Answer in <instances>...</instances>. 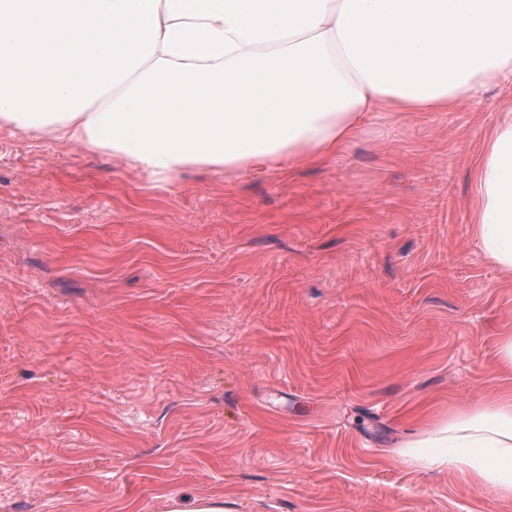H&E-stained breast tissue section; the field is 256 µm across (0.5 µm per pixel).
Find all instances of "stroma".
<instances>
[{
	"label": "stroma",
	"mask_w": 512,
	"mask_h": 512,
	"mask_svg": "<svg viewBox=\"0 0 512 512\" xmlns=\"http://www.w3.org/2000/svg\"><path fill=\"white\" fill-rule=\"evenodd\" d=\"M512 81L339 160L153 181L0 127V512H512L400 442L512 391L471 168ZM165 505V512H226L222 495L170 494L165 497Z\"/></svg>",
	"instance_id": "35a3bbf8"
}]
</instances>
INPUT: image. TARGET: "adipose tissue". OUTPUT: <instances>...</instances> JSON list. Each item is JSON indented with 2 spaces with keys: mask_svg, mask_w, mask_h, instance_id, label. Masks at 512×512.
Wrapping results in <instances>:
<instances>
[{
  "mask_svg": "<svg viewBox=\"0 0 512 512\" xmlns=\"http://www.w3.org/2000/svg\"><path fill=\"white\" fill-rule=\"evenodd\" d=\"M512 79V0H0V126L153 178L338 158L377 118ZM475 246L512 273V107L473 166ZM512 501V392L397 450Z\"/></svg>",
  "mask_w": 512,
  "mask_h": 512,
  "instance_id": "ef3b65f1",
  "label": "adipose tissue"
}]
</instances>
